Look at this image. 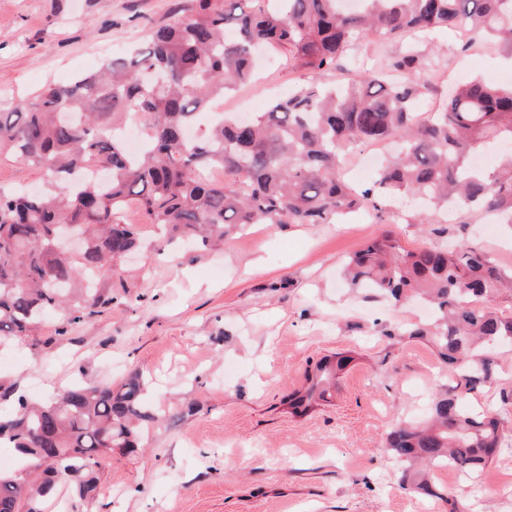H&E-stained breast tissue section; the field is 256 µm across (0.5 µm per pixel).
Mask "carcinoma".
<instances>
[{
    "label": "carcinoma",
    "instance_id": "1",
    "mask_svg": "<svg viewBox=\"0 0 512 512\" xmlns=\"http://www.w3.org/2000/svg\"><path fill=\"white\" fill-rule=\"evenodd\" d=\"M188 0L172 20L99 72L47 86L32 99L0 105V154L39 167V192L0 187V342L30 336L63 305L95 314L112 306L120 263L141 246L125 210L135 202L149 223L205 247L224 243L234 224H328L360 209L386 221L385 202L408 196L430 204L416 224L502 219L512 224V153L491 167L472 163L479 150L512 142V85L472 77L454 85L435 111L416 102L428 85L425 53L415 44L383 65L349 73L325 88L350 43L454 29L462 47L512 48V0ZM268 47L307 69L311 79L247 123L211 111L224 92L252 82L254 51ZM143 119L145 148L131 157L120 135L129 116ZM395 143L372 186L344 178L351 150ZM221 169L224 179L210 171ZM60 224L82 232L70 255L56 241ZM347 274L397 307L421 297L433 322L410 336L428 337L448 364L428 421L399 424L389 455L405 464L404 489L437 495L413 468L451 467L474 480L503 446L498 414L464 409L460 397L496 381V348L512 345V316L496 307L512 299V271L463 245L405 249L385 235L349 258ZM349 357L316 368L290 401L305 412L325 400ZM146 382L134 372L117 386L79 380L44 403L17 381L0 380V445L18 464L0 470V512H45L60 485L83 500L100 494L98 457L138 447L139 427L155 419Z\"/></svg>",
    "mask_w": 512,
    "mask_h": 512
}]
</instances>
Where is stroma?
Here are the masks:
<instances>
[{"instance_id":"35a3bbf8","label":"stroma","mask_w":512,"mask_h":512,"mask_svg":"<svg viewBox=\"0 0 512 512\" xmlns=\"http://www.w3.org/2000/svg\"><path fill=\"white\" fill-rule=\"evenodd\" d=\"M177 0H0V97H34L51 82L99 69L109 56L166 24ZM426 72L449 80L477 76L512 84L506 51L460 52L453 32L419 37ZM305 71L282 64L229 92L266 111ZM420 207L389 201L390 223L362 210L333 224H253L223 249L167 247L137 205L128 219L144 243L112 282L111 310L82 318L49 312L35 336L0 347V375L19 379L28 397L49 398L73 381L147 380L146 399L163 420L144 429L140 448L101 456L100 495L71 500L69 512H448L447 497L473 512H512V348L501 349L496 385L463 396L496 408L509 448L472 493L456 471H433L444 499L401 486L402 463L384 449L397 423L426 417L445 371L432 343L410 337L427 321L416 302L391 306L352 287L345 261L392 234L407 249L468 241L512 268V226L411 224ZM349 355L331 397L295 414L289 401L317 365Z\"/></svg>"}]
</instances>
